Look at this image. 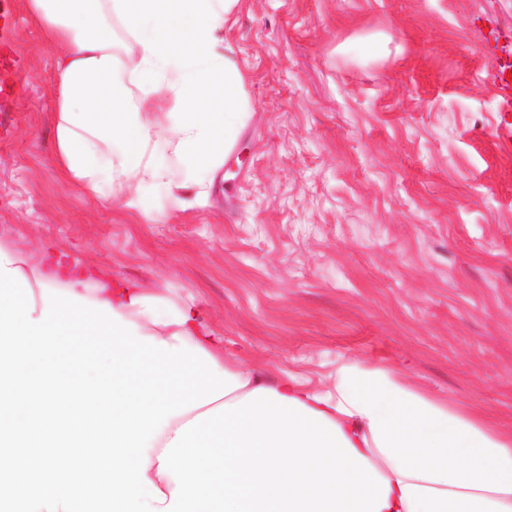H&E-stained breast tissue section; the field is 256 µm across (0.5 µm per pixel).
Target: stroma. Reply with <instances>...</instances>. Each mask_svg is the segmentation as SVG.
<instances>
[{"instance_id":"1","label":"stroma","mask_w":512,"mask_h":512,"mask_svg":"<svg viewBox=\"0 0 512 512\" xmlns=\"http://www.w3.org/2000/svg\"><path fill=\"white\" fill-rule=\"evenodd\" d=\"M8 8L0 241L194 303L269 376L386 364L512 429V0H244L224 37L251 117L207 204L156 192L151 222L62 179L53 52ZM24 69V57L8 39H0V112H6L13 102L14 87Z\"/></svg>"}]
</instances>
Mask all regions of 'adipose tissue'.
I'll return each mask as SVG.
<instances>
[{
	"instance_id": "obj_1",
	"label": "adipose tissue",
	"mask_w": 512,
	"mask_h": 512,
	"mask_svg": "<svg viewBox=\"0 0 512 512\" xmlns=\"http://www.w3.org/2000/svg\"><path fill=\"white\" fill-rule=\"evenodd\" d=\"M54 51L58 98L56 157L67 182L96 195L125 193L124 205L152 217L148 197L163 192L182 208L206 200L249 117L246 77L224 41L241 0H25ZM184 178L172 182L169 162ZM30 285L35 312L43 287L110 306L136 332L174 346L204 349L238 389H270L321 412L389 482L381 512H512V434L473 409L420 388L400 370L357 364L337 368L318 388L291 372L267 377L191 306H172L129 282L113 287L79 261L46 266L0 243ZM169 417L147 451L145 476L164 494L176 484L158 458L177 429Z\"/></svg>"
}]
</instances>
